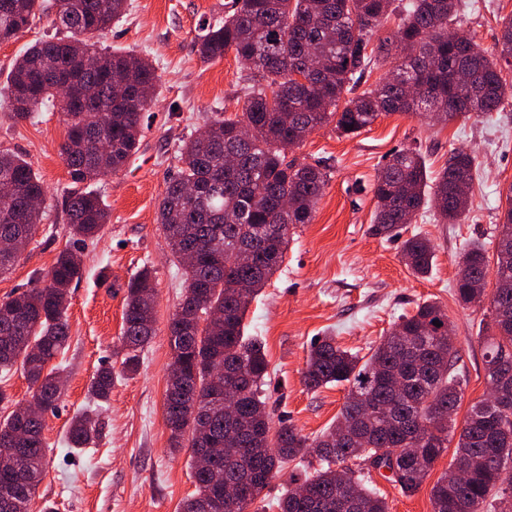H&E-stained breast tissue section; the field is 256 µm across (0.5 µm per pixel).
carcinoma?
Listing matches in <instances>:
<instances>
[{"mask_svg":"<svg viewBox=\"0 0 512 512\" xmlns=\"http://www.w3.org/2000/svg\"><path fill=\"white\" fill-rule=\"evenodd\" d=\"M394 2L232 0L224 19L202 27L199 57L214 61L231 51L249 76L241 112L215 117L204 132L183 141L176 174L158 204V223L184 276L168 325L170 448H189L193 458L207 461L194 467L195 492L181 512H249L283 464L310 456L320 469L292 478L306 495L298 499L286 490L278 499L280 512H388L386 498L367 487L370 470L387 467L385 479L412 495L454 437L453 463L463 464L470 477L457 482L441 476L431 488L432 512H512V400L491 410L482 399L456 420L460 356L438 302L425 301L402 316L366 360L333 336L314 342L304 385L316 391L347 384L349 392L336 424L313 440L282 421L272 428L260 395L269 377L264 345L258 336L244 335L251 301L282 266L291 229L311 223L329 182L323 169L288 159L287 149L332 121L350 137L382 115L446 123L497 112L507 98L498 65L512 64V19L503 23L491 53L464 35H448L460 0H405L397 30L385 38L401 49L392 77L353 94L374 64L371 39L394 12ZM125 6L126 0H0V43L17 39L43 16L68 33L26 47L9 73L0 110L23 121L49 100L60 107L66 135L59 151L73 184L65 210L70 238L82 245L110 218L95 185L120 171L137 149L156 90L148 61L98 46ZM409 82L419 95H409ZM345 94L350 98L340 110ZM227 151L239 157L233 167L224 165ZM474 169V158L455 149L430 184L418 149L394 151L374 184L372 231L398 239L402 226L429 205L443 223H455L469 210ZM1 180L9 193L0 198V240L19 245L0 250L3 274L40 229L46 187L26 159L8 152H0ZM284 198L289 209L283 215L278 204ZM508 201L498 237L506 250L495 247L488 308L495 334L484 337L489 380L499 363L512 365V330L500 333L499 320L501 309L512 311V188ZM187 250L196 253L192 263L181 259ZM400 255L418 277L432 269L433 247L418 234L402 241ZM456 263L455 295L466 305L471 282L486 280V247L466 246ZM82 274L79 251L67 246L31 288L0 301V369L21 362L32 397L46 410L62 397L63 369L50 363L67 346L69 288ZM242 281L248 282L243 291ZM155 303L153 270L146 264L126 289L122 351L128 372L137 369L153 336ZM226 384L240 390L232 415L214 396ZM111 392L112 371L98 372L87 407L69 424L70 447L93 443L99 433L94 413ZM44 428V418L14 412L0 421V450L14 459L12 468L0 470V491L10 490L27 507L44 475Z\"/></svg>","mask_w":512,"mask_h":512,"instance_id":"cac0c4a2","label":"carcinoma"}]
</instances>
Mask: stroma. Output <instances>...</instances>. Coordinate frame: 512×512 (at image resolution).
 Segmentation results:
<instances>
[{
    "label": "stroma",
    "mask_w": 512,
    "mask_h": 512,
    "mask_svg": "<svg viewBox=\"0 0 512 512\" xmlns=\"http://www.w3.org/2000/svg\"><path fill=\"white\" fill-rule=\"evenodd\" d=\"M226 2L127 0L123 18L101 40L152 62L156 96L134 154L121 171L97 185L111 217L98 240L82 249L83 276L70 288V339L57 358L67 384L56 411L46 416L45 476L30 512H180L182 500L195 489L191 451L170 450L164 413L172 361L168 324L183 285L157 217L182 140L216 114L231 115L243 105L247 71L233 54L205 62L196 51L202 21L223 18ZM464 2L455 30L493 50L503 20L512 17V0ZM58 34L43 18L18 39L0 44V90L29 42ZM64 135L58 107L25 121L0 112V151L24 157L48 189L38 234L13 269L0 275V300L28 289L70 241L65 198L72 184L58 152ZM407 146L420 149L433 177L455 149L468 150L477 166L465 219L444 224L427 209L402 231L406 238L424 236L434 247L433 267L424 278L402 262L398 240L371 230L377 174L392 152ZM289 155L324 169L330 180L312 223L296 228L282 267L244 320L247 334L262 337L265 344L266 395L275 418L306 437L319 435L335 420L348 388L305 387L302 374L312 344L332 336L342 348L368 355L399 317L426 300L439 302L452 325L464 376L457 415L465 417L487 391L483 338L491 322L486 308L457 301L455 259L471 242L492 244L498 231L512 186V101L491 116L460 117L445 125L422 116L387 115L353 137L338 136L330 124L306 136ZM145 264L155 271L154 335L138 370L127 373L118 352L123 302L129 279ZM104 367L111 369L113 382L98 414L100 439L78 452L67 445L69 421L87 403L90 383ZM452 458V451H445L410 496L373 473L389 512H432L430 490Z\"/></svg>",
    "instance_id": "stroma-1"
}]
</instances>
